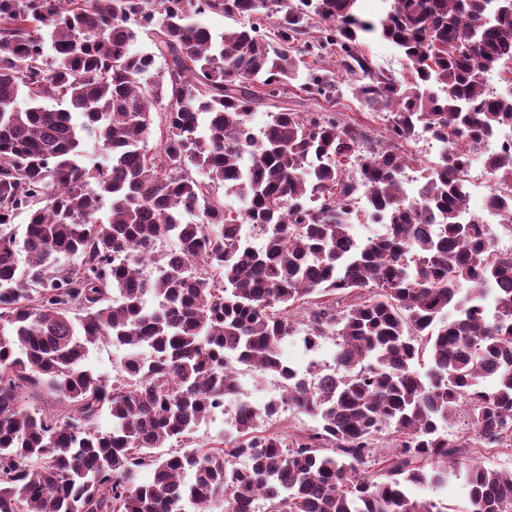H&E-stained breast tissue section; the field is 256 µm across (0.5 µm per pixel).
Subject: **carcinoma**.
<instances>
[{"mask_svg": "<svg viewBox=\"0 0 512 512\" xmlns=\"http://www.w3.org/2000/svg\"><path fill=\"white\" fill-rule=\"evenodd\" d=\"M358 2L0 0V512H447L410 487L452 476L467 512H512V472L467 459L512 447V255L460 221L465 156L425 165L404 147L421 129L477 143L512 125V96L483 81L512 62V0H391L377 19ZM207 13L233 24L217 35ZM140 31L151 47L133 52ZM368 35L401 50L411 79L374 71ZM333 57L388 113L383 140L276 101L294 85L328 97ZM86 134L102 161H82ZM486 169L511 183L512 153ZM360 186L385 233L358 245ZM170 238L178 250L149 261L135 250ZM298 333L332 337L336 369L285 362ZM102 341L126 350L113 379L85 365ZM241 367L274 378L276 407L192 445L240 401ZM284 405L318 426L267 429Z\"/></svg>", "mask_w": 512, "mask_h": 512, "instance_id": "carcinoma-1", "label": "carcinoma"}]
</instances>
